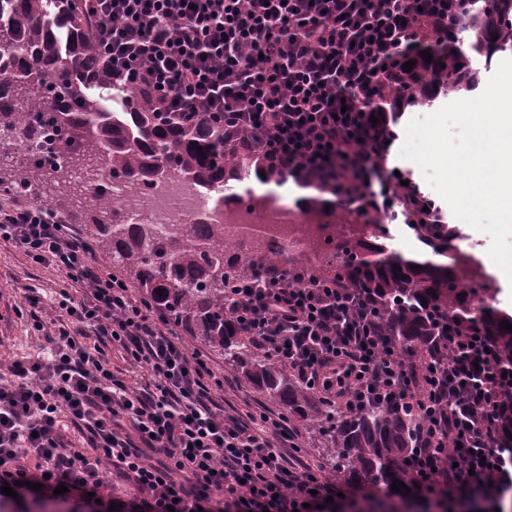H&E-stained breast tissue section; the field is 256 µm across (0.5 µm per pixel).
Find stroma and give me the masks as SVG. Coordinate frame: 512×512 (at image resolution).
<instances>
[{"mask_svg": "<svg viewBox=\"0 0 512 512\" xmlns=\"http://www.w3.org/2000/svg\"><path fill=\"white\" fill-rule=\"evenodd\" d=\"M448 225L455 230L461 243L470 245L474 254L485 258V269L494 279L496 295L494 305L512 314V298L506 297L507 282L503 273L488 261L491 239L483 232H473L470 225L455 217H448ZM81 298V287L65 273L47 265L29 261L14 244L0 241V378H10L16 363L49 357L53 348L55 327L33 326V315H46L60 293ZM207 356L217 373L223 374L226 384L216 391L215 398L225 409L248 410L259 400V393L227 370L223 355L208 351Z\"/></svg>", "mask_w": 512, "mask_h": 512, "instance_id": "stroma-1", "label": "stroma"}]
</instances>
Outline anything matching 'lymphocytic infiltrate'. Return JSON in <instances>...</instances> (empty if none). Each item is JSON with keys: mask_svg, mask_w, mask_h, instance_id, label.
<instances>
[{"mask_svg": "<svg viewBox=\"0 0 512 512\" xmlns=\"http://www.w3.org/2000/svg\"><path fill=\"white\" fill-rule=\"evenodd\" d=\"M114 74L148 86L161 111L204 112L258 130L257 144L302 174L363 159L358 208L414 210L440 224L409 173L388 165L395 113L379 103L401 54L432 30L460 26L463 0H81ZM0 239L80 283V301L50 312L60 328L52 356L16 366L0 383V487L21 502L60 500L77 512H335L361 504L399 512H493L512 490V385L482 336L448 334L435 351L395 352L350 295L323 283L298 286L292 270L238 288L239 328L264 356L326 398L358 410L376 402L416 416L410 493L362 496L295 464L298 425L284 415H228L215 402L224 378L189 351L167 317L131 296L72 225L43 206L0 210ZM91 328L100 344L62 320ZM145 368L148 387L116 382L103 347ZM456 361H449V354ZM89 448L64 440L61 419ZM132 488L125 499L115 483ZM67 491L56 494L58 486Z\"/></svg>", "mask_w": 512, "mask_h": 512, "instance_id": "f902f5d3", "label": "lymphocytic infiltrate"}]
</instances>
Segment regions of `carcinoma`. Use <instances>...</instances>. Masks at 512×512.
Segmentation results:
<instances>
[{"label":"carcinoma","mask_w":512,"mask_h":512,"mask_svg":"<svg viewBox=\"0 0 512 512\" xmlns=\"http://www.w3.org/2000/svg\"><path fill=\"white\" fill-rule=\"evenodd\" d=\"M464 9L458 33H467L468 40L432 37L427 46L432 61L416 58L409 72L398 67L385 98L419 106L471 91L480 83L472 56L490 59L512 49V0H466ZM252 139L247 128L228 133L218 122L159 112L149 89L115 79L75 0H0V149L24 145L61 156L73 142L82 147V154L51 166L41 160L13 163L0 152V192L25 190L37 201L62 200L82 215L99 253L127 272L144 299L191 341L223 354L224 363L277 402L288 419L318 434L336 477L399 481L419 421L373 404L360 411L328 405L243 340L230 317L237 300L229 289L265 271L297 270L307 286L329 280L349 289L355 300H365L380 335L400 352L410 346L433 350L450 324L459 333L481 330L493 337L507 367L512 366V332L501 325L512 324V317L482 299L496 293L485 272L475 276L485 287L461 286L468 259L455 253L443 225L411 228L445 262L409 258L381 243L388 230L380 214L325 197L337 193L335 181L290 171ZM99 151L110 173L146 185L177 174L213 185H237L262 173L265 184L282 186L291 179L316 190L303 205L312 220L338 210L344 229L322 257L310 244L301 252L274 239L226 246L222 224H193L165 242L154 224L114 221L112 196L102 183L93 187L94 199L102 203L98 209L68 191L74 165L94 160Z\"/></svg>","instance_id":"1"}]
</instances>
